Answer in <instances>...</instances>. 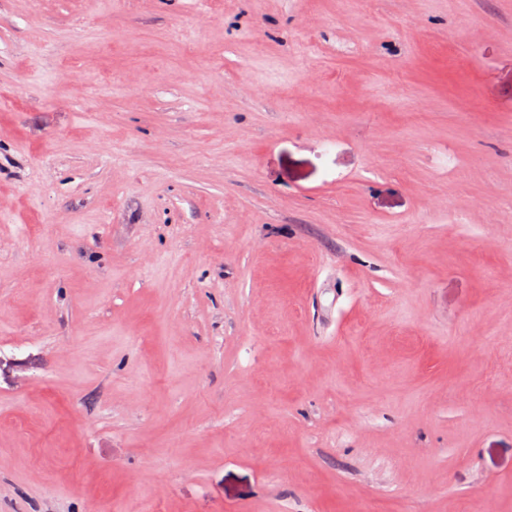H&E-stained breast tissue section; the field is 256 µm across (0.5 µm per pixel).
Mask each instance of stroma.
<instances>
[{"label":"stroma","instance_id":"1","mask_svg":"<svg viewBox=\"0 0 512 512\" xmlns=\"http://www.w3.org/2000/svg\"><path fill=\"white\" fill-rule=\"evenodd\" d=\"M136 499L512 512V0H0V512Z\"/></svg>","mask_w":512,"mask_h":512}]
</instances>
